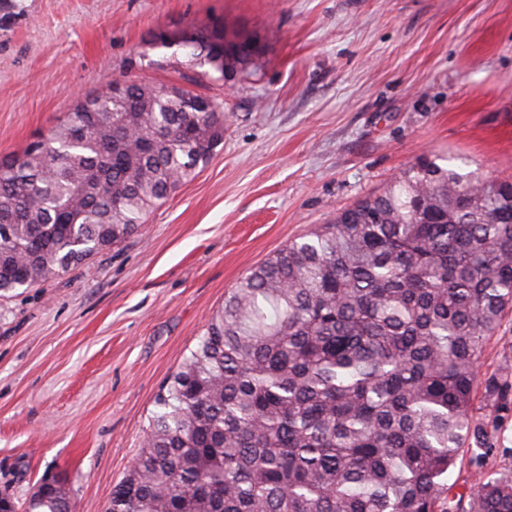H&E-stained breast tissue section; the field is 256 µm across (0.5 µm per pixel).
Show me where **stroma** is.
<instances>
[{"mask_svg":"<svg viewBox=\"0 0 512 512\" xmlns=\"http://www.w3.org/2000/svg\"><path fill=\"white\" fill-rule=\"evenodd\" d=\"M224 23L254 71L199 77L155 29ZM224 105V142L123 242L0 296V492L58 482L105 512L157 394L225 295L292 240L410 167L512 181V0H19L0 10V157L113 80ZM448 474H512V411Z\"/></svg>","mask_w":512,"mask_h":512,"instance_id":"35a3bbf8","label":"stroma"}]
</instances>
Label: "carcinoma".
<instances>
[{
    "mask_svg": "<svg viewBox=\"0 0 512 512\" xmlns=\"http://www.w3.org/2000/svg\"><path fill=\"white\" fill-rule=\"evenodd\" d=\"M221 75L254 41L196 26ZM0 159V293L122 242L224 143V110L129 80ZM512 306V183L434 162L295 239L224 297L155 399L106 512H450L448 472L512 410V362L479 380ZM24 512H72L49 492ZM455 512H512V474Z\"/></svg>",
    "mask_w": 512,
    "mask_h": 512,
    "instance_id": "cac0c4a2",
    "label": "carcinoma"
}]
</instances>
